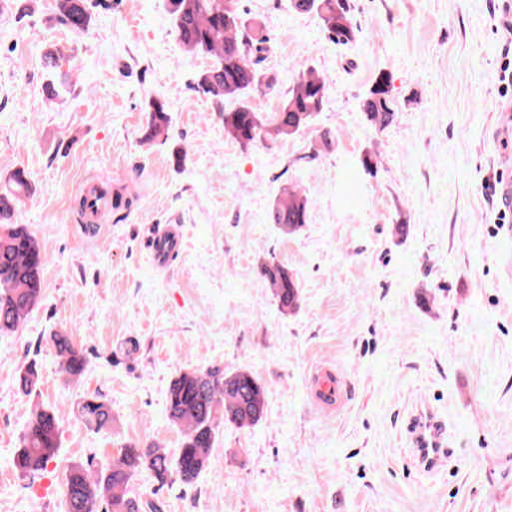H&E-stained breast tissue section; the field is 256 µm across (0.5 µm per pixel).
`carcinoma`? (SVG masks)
<instances>
[{"label": "carcinoma", "instance_id": "cac0c4a2", "mask_svg": "<svg viewBox=\"0 0 512 512\" xmlns=\"http://www.w3.org/2000/svg\"><path fill=\"white\" fill-rule=\"evenodd\" d=\"M291 7L313 14L320 28L338 45L355 38L348 0H291ZM169 15L179 41L191 52L212 58L196 78V91L216 105L224 131L242 147L299 134L310 127L325 105L328 86L312 69L295 73V85L279 95L274 112H258L252 98L263 85L278 87V79L259 68L260 54L268 51L270 38L255 18L247 19L239 0H169ZM56 20L75 31L92 22L88 0H56ZM49 79L46 91L52 97L67 92L65 56L52 50L45 56ZM389 75L377 76L362 101V112L372 125L389 126L395 116ZM149 121L142 139L151 142L169 137V105L162 98L147 106ZM9 188L0 193V332L14 330L42 299L44 256L33 234L13 221L15 204L30 193L24 173L8 178ZM306 197L284 188L267 212L270 224L294 233L308 223ZM261 275L270 283L283 311L297 307L299 284L288 269L265 262ZM61 372L77 377L86 366L85 356L64 332L50 337ZM40 380L38 363L29 361L19 371L18 389L27 396L36 392ZM265 387L251 373L225 371L219 367L189 369L172 378L167 389L169 421L183 434L180 448L169 455L157 445L124 444L111 466L96 470L93 463L70 465L64 484L65 512H161L160 505L133 492V480L147 473L165 486L176 480L189 486L206 467L218 432L223 425L244 428L257 424L265 414ZM88 426L101 430L112 423V408L99 395L78 404ZM60 419L55 408L36 406L11 459L12 467L30 478L44 471L59 453Z\"/></svg>", "mask_w": 512, "mask_h": 512}]
</instances>
